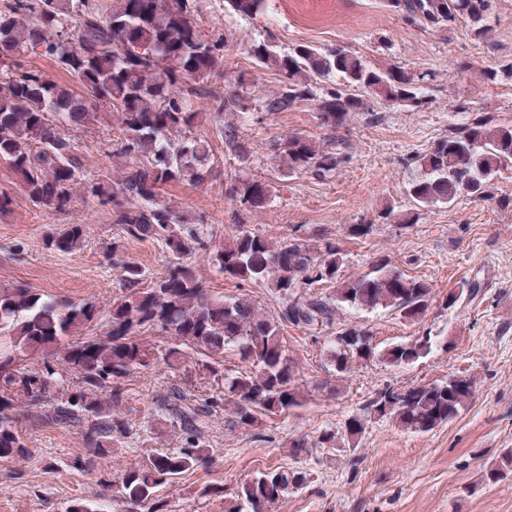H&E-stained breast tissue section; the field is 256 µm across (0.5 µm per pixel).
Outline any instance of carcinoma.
Returning a JSON list of instances; mask_svg holds the SVG:
<instances>
[{"label": "carcinoma", "mask_w": 512, "mask_h": 512, "mask_svg": "<svg viewBox=\"0 0 512 512\" xmlns=\"http://www.w3.org/2000/svg\"><path fill=\"white\" fill-rule=\"evenodd\" d=\"M266 0H225L236 15L255 16ZM386 7L408 22L430 29L465 17L475 34L485 31L492 0H385ZM196 0H5L0 6V161L7 163L22 194L35 206L63 209L76 193L83 164L66 127L86 126L99 111L115 114L119 137L113 154L125 159L115 182H90L91 194L112 207L113 221L129 239H157L174 263L163 276L145 284L137 261L120 260L122 294L101 314L91 301L58 300L35 288L0 289V460L29 455L18 428L17 409L49 425L86 426L90 451L105 455L126 434L117 418L122 405L120 380L157 362L172 368L190 348L207 357L204 369L221 385L198 399L174 388L156 401L155 411L180 427L179 448H159L137 467L112 475L127 507L139 512H168L160 487L209 464L205 436L209 423L232 405L237 422L252 426L258 415L278 414L301 405L297 367L289 358L282 328L293 325L320 333L335 329L341 308L373 312L392 309L415 320L429 303L431 287L406 276L384 259L331 295L312 293L317 283H334L344 260L336 244L315 248L295 237L272 242L237 218L232 240L216 243L200 229L183 225L168 204L159 201L171 182L199 185L208 173L207 144L196 138L175 139L194 126L200 112L194 100L213 99L217 113L242 112L241 76L224 96L202 87L220 65L221 45L195 22ZM249 51L257 65L280 75L277 92L264 96L267 112H283L300 102L314 104L322 123L338 127L363 108L357 91L393 107L418 108L429 99L419 80L398 66L371 67L343 46L317 50L297 45L286 52L272 38L254 42ZM40 54L56 61L75 82L62 86L24 65ZM338 78L341 86L324 90L318 82ZM288 171L310 170L319 176L336 170L342 157L318 149L302 135L283 144ZM421 170L408 183L407 197L417 207L451 206L461 196L483 197L491 181L512 167V126L491 129L481 120L435 142L421 158ZM276 196L274 183L250 178L225 184L224 198L243 214L266 206ZM83 243V228L73 224L47 238L46 246L71 252ZM201 251L218 272L238 282L265 284L280 300L279 313L268 318L246 298L211 299L195 269L181 262ZM479 292L474 281L448 294V307ZM105 316L110 331L85 336ZM143 330L162 331L175 339L157 350L139 338ZM234 347L251 371L223 373L224 350ZM431 350V337L381 351L370 331L353 325L336 329L332 363L346 374L375 359L410 364ZM40 353L32 368L20 362ZM471 377L395 391H378L346 426L347 437L361 435L365 418H396L412 432L426 433L454 419L474 396ZM512 474V452L486 477ZM302 470L261 472L238 491L236 512H270L271 504L290 489L308 483Z\"/></svg>", "instance_id": "1"}]
</instances>
